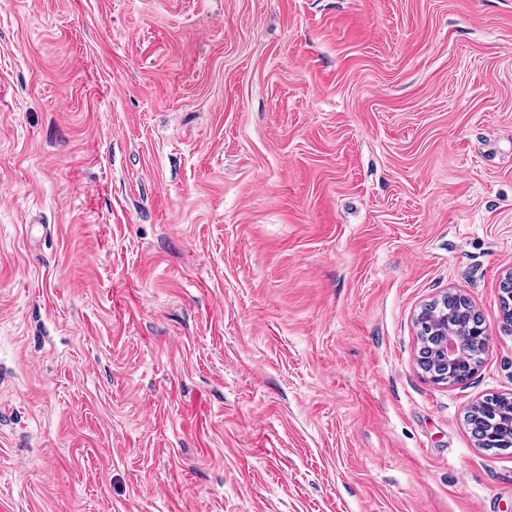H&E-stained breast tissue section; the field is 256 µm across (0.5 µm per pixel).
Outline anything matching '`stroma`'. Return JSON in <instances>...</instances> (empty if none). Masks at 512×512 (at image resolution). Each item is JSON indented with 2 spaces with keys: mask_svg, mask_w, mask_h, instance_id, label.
<instances>
[{
  "mask_svg": "<svg viewBox=\"0 0 512 512\" xmlns=\"http://www.w3.org/2000/svg\"><path fill=\"white\" fill-rule=\"evenodd\" d=\"M511 268L512 0H0V512H512ZM500 289L502 292V317L500 321V333L512 335V270L505 274ZM449 296L450 299L455 301L458 307L462 309L468 326L473 331V333L477 334L478 336V340L481 343V348L483 350L482 353L485 352L489 344L490 336L487 326L485 325V322L483 321L480 313L476 310L475 306L469 299L462 296H457L455 294H449ZM444 339L440 344L423 345L420 349L418 359L421 369L429 374L430 379L440 384L443 383L444 374H441L448 367V362L453 363L457 368V383H463L470 379L477 369L473 363L467 359L464 351L459 346L456 339L443 334ZM472 417L479 421L487 435L494 436L495 440L501 442L500 448H509L508 436L502 431V423H507L509 417L512 420V404L500 403L493 412H486L480 408Z\"/></svg>",
  "mask_w": 512,
  "mask_h": 512,
  "instance_id": "35a3bbf8",
  "label": "stroma"
}]
</instances>
